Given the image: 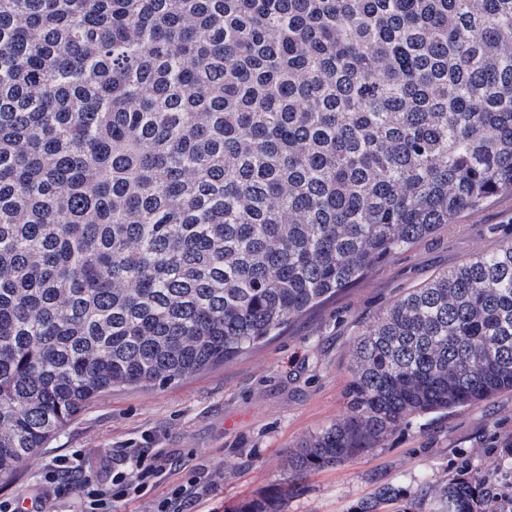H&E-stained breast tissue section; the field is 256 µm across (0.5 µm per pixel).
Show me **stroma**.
Listing matches in <instances>:
<instances>
[{
    "mask_svg": "<svg viewBox=\"0 0 512 512\" xmlns=\"http://www.w3.org/2000/svg\"><path fill=\"white\" fill-rule=\"evenodd\" d=\"M512 238V193L440 227L313 308L269 343L224 365L155 388L101 393L46 447L39 462L0 482L15 499L43 484L45 463L78 448H161L185 469L170 485L211 480L196 512H226L239 500L279 489L285 512H353L378 486L418 496L423 483L464 477L487 492L512 491L499 451L512 441V390L414 420L383 447L288 481V452L347 410L355 335L411 289ZM237 416L226 427L228 416Z\"/></svg>",
    "mask_w": 512,
    "mask_h": 512,
    "instance_id": "obj_1",
    "label": "stroma"
}]
</instances>
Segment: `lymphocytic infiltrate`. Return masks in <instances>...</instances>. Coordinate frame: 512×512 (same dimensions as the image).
Masks as SVG:
<instances>
[{
    "label": "lymphocytic infiltrate",
    "mask_w": 512,
    "mask_h": 512,
    "mask_svg": "<svg viewBox=\"0 0 512 512\" xmlns=\"http://www.w3.org/2000/svg\"><path fill=\"white\" fill-rule=\"evenodd\" d=\"M86 448L54 457L47 485L30 496V512H55L62 496H78L83 512H112L114 504L152 493L177 468L178 462L160 448H107L102 464L92 470L83 466Z\"/></svg>",
    "instance_id": "lymphocytic-infiltrate-1"
}]
</instances>
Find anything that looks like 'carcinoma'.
Returning <instances> with one entry per match:
<instances>
[{"label":"carcinoma","instance_id":"carcinoma-1","mask_svg":"<svg viewBox=\"0 0 512 512\" xmlns=\"http://www.w3.org/2000/svg\"><path fill=\"white\" fill-rule=\"evenodd\" d=\"M501 192L512 0H0V479L100 393L268 342ZM352 354L347 414L293 480L512 390V239ZM420 498L485 506L466 478Z\"/></svg>","mask_w":512,"mask_h":512}]
</instances>
